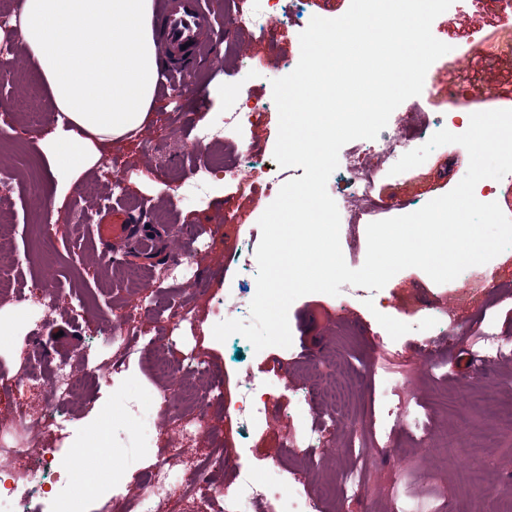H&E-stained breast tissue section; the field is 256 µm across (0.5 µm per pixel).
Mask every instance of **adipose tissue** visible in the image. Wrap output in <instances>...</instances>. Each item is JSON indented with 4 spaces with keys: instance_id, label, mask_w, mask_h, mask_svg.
I'll list each match as a JSON object with an SVG mask.
<instances>
[{
    "instance_id": "obj_1",
    "label": "adipose tissue",
    "mask_w": 512,
    "mask_h": 512,
    "mask_svg": "<svg viewBox=\"0 0 512 512\" xmlns=\"http://www.w3.org/2000/svg\"><path fill=\"white\" fill-rule=\"evenodd\" d=\"M153 0H24L22 44L70 120L51 136L55 172L144 125L158 79Z\"/></svg>"
}]
</instances>
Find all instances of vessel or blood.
I'll return each instance as SVG.
<instances>
[{"label":"vessel or blood","mask_w":512,"mask_h":512,"mask_svg":"<svg viewBox=\"0 0 512 512\" xmlns=\"http://www.w3.org/2000/svg\"><path fill=\"white\" fill-rule=\"evenodd\" d=\"M158 50L161 90L181 84L218 57L224 39L215 34L205 0H158L152 18ZM131 215L106 213L97 226L99 238L109 245L128 241L135 231Z\"/></svg>","instance_id":"1"}]
</instances>
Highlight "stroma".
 <instances>
[{"label":"stroma","mask_w":512,"mask_h":512,"mask_svg":"<svg viewBox=\"0 0 512 512\" xmlns=\"http://www.w3.org/2000/svg\"><path fill=\"white\" fill-rule=\"evenodd\" d=\"M301 29L285 24L274 41L243 36L241 46L222 48L223 58L186 78L181 92L156 98L148 122L131 137L113 141L98 156L66 177L51 170L49 151L38 141L54 131L58 112L27 52L10 53V71L0 83V166L10 173L0 189V253L10 262L0 281L11 293L37 292L45 265L55 269L54 322L65 333L54 337L20 304L0 303V322L12 321L14 341L0 346V376L30 369L38 382L51 378L60 359L77 363L104 352L103 337L136 311L144 330L162 339L170 309H189L195 328L161 350L178 365L192 348L223 379L222 401L188 406V417L210 421L206 447L224 448L229 470L210 472L217 484L234 486L238 469L264 475L280 465L291 484L323 499L324 512H512V248L483 265L438 284L417 268L398 272L381 290L342 285L339 295L313 293L289 309L290 347L254 350L239 334L213 337L224 313V291L255 283L234 256L244 243L259 245L258 220L273 201L267 189L279 176L302 177L303 168L278 166L273 150L278 112L274 79L291 73L300 58ZM432 33L451 50L426 73L421 95L399 105L378 143L419 147L448 123H470L478 87L512 76V15L499 0H453L432 24ZM264 103L256 125L225 138L224 114L239 105ZM238 156L253 168L244 188L225 183L223 172L204 176L211 156ZM119 158L127 170L122 204L146 197L137 211L143 232L160 249L140 263L101 244L83 218L113 204L112 178L102 159ZM468 157L451 146L436 148L420 166L391 175L390 160L373 156L358 139L339 151L328 192H335L347 166L376 171V191L386 201L375 212L359 213L358 201L337 199L340 244L346 264L360 268L366 258L369 223L415 212L452 190L468 169ZM59 211H52L53 199ZM190 261L197 284L166 280L173 257ZM153 283L146 293L145 283ZM481 335L498 337L500 351L485 370L463 372L462 355L476 351ZM319 368H312L313 359ZM252 373L267 382L264 414L242 419L234 410ZM337 376L341 399L332 403L324 383ZM408 380L417 394L414 418L399 421L385 390L394 378ZM161 380L155 368L134 363L104 383L97 374L74 402L65 430L38 437L44 447L67 453L90 447L89 430L111 422L117 437L109 455L85 458L90 475H104L86 512H101L111 497H135L167 434L136 445L137 424L125 404L151 398ZM47 398L37 385L0 387V432L20 445L27 434L15 424V409L38 410ZM317 427L323 446L308 454L307 428ZM369 456H362V449ZM363 472L362 494L348 491L344 470ZM479 471L477 484L459 473Z\"/></svg>","instance_id":"obj_1"}]
</instances>
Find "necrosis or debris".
<instances>
[{
  "label": "necrosis or debris",
  "instance_id": "obj_1",
  "mask_svg": "<svg viewBox=\"0 0 512 512\" xmlns=\"http://www.w3.org/2000/svg\"><path fill=\"white\" fill-rule=\"evenodd\" d=\"M106 343L112 355L96 365L59 364L46 385L48 401L36 412L18 407L17 422L34 437L47 430L65 428L68 406L88 369H96L105 376L118 365L158 352L154 340L131 331L126 325L113 328L106 336ZM198 362V355L189 349L184 352L180 367H162L161 372L167 379L165 389L156 400L142 401L136 406L142 418L143 436L154 434L159 425L164 424L175 429L182 440L189 441L197 439L207 428L206 419L184 420L181 410L168 402L172 396L190 398L183 371ZM178 461L179 455L172 448L157 456L136 498L130 502L110 500L106 504L107 512H178L179 497L193 496L202 487L211 498L223 503L224 512H253L256 503L267 500L274 491L281 497L279 512H313L316 505L315 499L298 490L283 488L284 475L276 468L269 470L264 479L241 472L235 486L228 489L216 484L202 486V470H178ZM46 469L64 477L67 483L64 495L49 496L42 484V472ZM82 470V454L63 459L57 456L55 449L39 447L35 441L24 448L0 442V512H27L28 501L34 496L48 498L50 512H82L83 501L90 494L88 483L81 480Z\"/></svg>",
  "mask_w": 512,
  "mask_h": 512
}]
</instances>
